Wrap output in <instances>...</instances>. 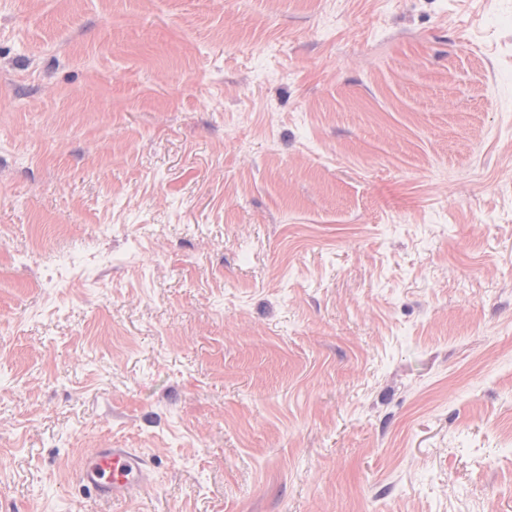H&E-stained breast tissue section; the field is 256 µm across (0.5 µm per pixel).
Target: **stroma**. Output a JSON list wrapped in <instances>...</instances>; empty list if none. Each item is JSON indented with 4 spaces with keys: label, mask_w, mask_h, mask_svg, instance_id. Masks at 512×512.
I'll return each mask as SVG.
<instances>
[{
    "label": "stroma",
    "mask_w": 512,
    "mask_h": 512,
    "mask_svg": "<svg viewBox=\"0 0 512 512\" xmlns=\"http://www.w3.org/2000/svg\"><path fill=\"white\" fill-rule=\"evenodd\" d=\"M0 512H512V0H0ZM78 481L100 500L124 501L153 479L148 459L132 448H96L79 467Z\"/></svg>",
    "instance_id": "1"
}]
</instances>
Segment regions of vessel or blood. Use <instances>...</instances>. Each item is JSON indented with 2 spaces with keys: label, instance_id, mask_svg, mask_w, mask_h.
Masks as SVG:
<instances>
[{
  "label": "vessel or blood",
  "instance_id": "b4317fda",
  "mask_svg": "<svg viewBox=\"0 0 512 512\" xmlns=\"http://www.w3.org/2000/svg\"><path fill=\"white\" fill-rule=\"evenodd\" d=\"M80 484L105 502L124 501L148 487L153 472L148 459L131 448H97L79 467Z\"/></svg>",
  "mask_w": 512,
  "mask_h": 512
}]
</instances>
